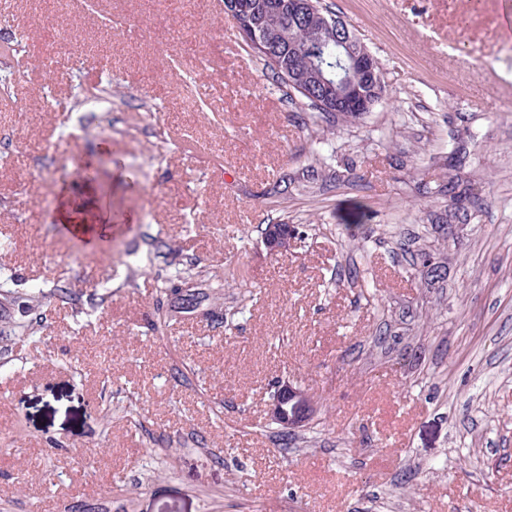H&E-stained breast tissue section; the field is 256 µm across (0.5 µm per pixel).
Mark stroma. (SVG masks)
Instances as JSON below:
<instances>
[{"instance_id":"1","label":"stroma","mask_w":512,"mask_h":512,"mask_svg":"<svg viewBox=\"0 0 512 512\" xmlns=\"http://www.w3.org/2000/svg\"><path fill=\"white\" fill-rule=\"evenodd\" d=\"M82 30L0 112V512H512V32L504 0H320L377 58L369 112L316 116L224 0H8ZM221 27L201 31L191 16ZM112 79L106 256L50 231L75 85ZM52 86L58 108L37 95ZM289 224L287 250L263 231ZM236 270L258 293L209 281ZM368 285L370 299L359 296ZM43 321L39 341L9 335ZM166 318L163 335L151 324ZM308 398L292 442L276 383ZM6 268L3 267L0 269V283L1 287L4 288L3 293L6 297H12L15 301L21 302L28 309H31L33 306L31 303H42V300L46 297H56L60 301H73L75 294L69 289L62 286H57L56 288L49 289V291H45V289L39 285L34 284L30 288H27L25 292H19L16 289L8 288L10 284H13V278L11 275L6 273Z\"/></svg>"}]
</instances>
